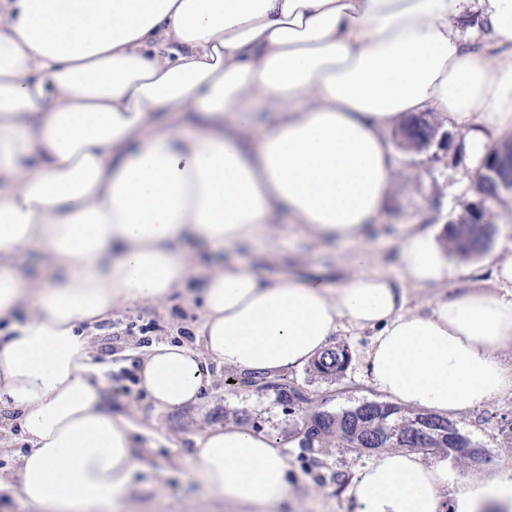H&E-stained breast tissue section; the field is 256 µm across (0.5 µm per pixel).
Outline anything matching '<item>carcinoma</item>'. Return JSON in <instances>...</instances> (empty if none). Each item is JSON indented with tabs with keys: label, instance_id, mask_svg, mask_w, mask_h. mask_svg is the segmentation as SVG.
<instances>
[{
	"label": "carcinoma",
	"instance_id": "1",
	"mask_svg": "<svg viewBox=\"0 0 512 512\" xmlns=\"http://www.w3.org/2000/svg\"><path fill=\"white\" fill-rule=\"evenodd\" d=\"M512 178V168L502 167L495 177L482 183V193L489 199L499 196L501 183ZM496 230L494 224H474L464 215L448 225V238L456 254L463 258L476 256L488 248ZM348 362L345 348H327L315 361V369L326 375H340ZM276 387L280 400L288 408L309 403L300 390L286 384L270 383ZM305 440L302 449L311 451L314 445L333 441L342 448L368 450L380 448H409L424 454L437 451L459 462L479 461L480 451L472 448L471 441L462 435L450 420L430 413L405 412L388 403L366 401L338 413L315 412L302 427ZM470 452L460 453L458 449Z\"/></svg>",
	"mask_w": 512,
	"mask_h": 512
}]
</instances>
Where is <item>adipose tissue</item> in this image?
Segmentation results:
<instances>
[{"label": "adipose tissue", "instance_id": "ef3b65f1", "mask_svg": "<svg viewBox=\"0 0 512 512\" xmlns=\"http://www.w3.org/2000/svg\"><path fill=\"white\" fill-rule=\"evenodd\" d=\"M424 112L461 128L476 164L512 133V0H0V407L30 512L129 508L134 427L91 357L119 306L200 305L202 351L161 343L140 359L159 411L196 403L211 365L271 379L349 329L372 331L369 369L397 404L446 417L512 390V263L492 272L499 291L422 313L405 284L471 274L435 229L406 234L400 276L369 269L402 156L389 135ZM280 213L310 242L349 246L356 275L206 270ZM287 446L213 426L180 478L226 512H278ZM451 483L446 456L383 451L349 494L359 512H512V467Z\"/></svg>", "mask_w": 512, "mask_h": 512}]
</instances>
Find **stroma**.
Returning a JSON list of instances; mask_svg holds the SVG:
<instances>
[{
  "label": "stroma",
  "instance_id": "stroma-1",
  "mask_svg": "<svg viewBox=\"0 0 512 512\" xmlns=\"http://www.w3.org/2000/svg\"><path fill=\"white\" fill-rule=\"evenodd\" d=\"M437 128L445 136L426 153L405 157L394 175L384 217L371 235L373 272L398 274L397 257L406 233L423 224L447 227L458 220L463 202L473 200L471 176L474 164L460 151L463 133L445 122ZM345 245L312 244L303 240L281 216L249 261L262 274L305 276L320 273L332 281L349 279L354 269ZM201 311L189 299L176 296L154 306L113 310L93 344L97 363L106 365L108 405L127 415L135 425L134 453L142 470L134 498V512H224L223 506L205 501L198 487L185 486L178 476L193 453L195 437L214 425H247L272 435L295 436L304 419L315 411L336 412L383 395L368 376L364 356L370 332L352 331L333 337V345L347 349L346 371L334 378L319 374L314 366L281 374L279 383L302 390L310 399L303 409H291L278 399L276 389L244 387L235 383L233 370L212 366L213 384L195 404L159 412L135 380L137 354L159 342L196 346ZM460 432L487 452L486 470L512 463V391L478 409L453 418ZM294 475L292 499L282 512H357L347 495L348 487L371 461L368 452L339 448L327 443L314 451L287 449ZM168 465L158 472V462Z\"/></svg>",
  "mask_w": 512,
  "mask_h": 512
}]
</instances>
